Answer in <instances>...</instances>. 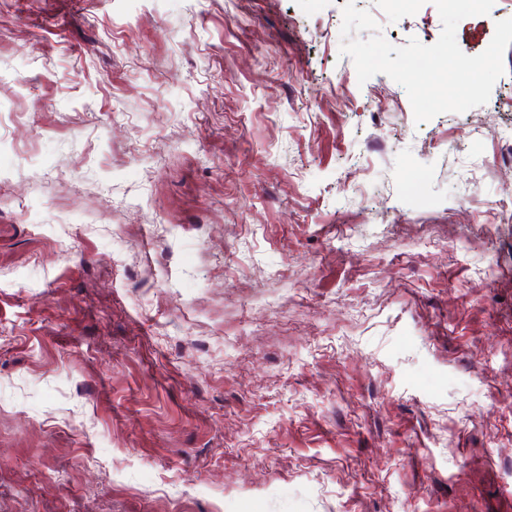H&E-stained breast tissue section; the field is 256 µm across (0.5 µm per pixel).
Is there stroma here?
<instances>
[{
  "label": "stroma",
  "instance_id": "obj_1",
  "mask_svg": "<svg viewBox=\"0 0 512 512\" xmlns=\"http://www.w3.org/2000/svg\"><path fill=\"white\" fill-rule=\"evenodd\" d=\"M345 2L0 0V512H512V45Z\"/></svg>",
  "mask_w": 512,
  "mask_h": 512
}]
</instances>
